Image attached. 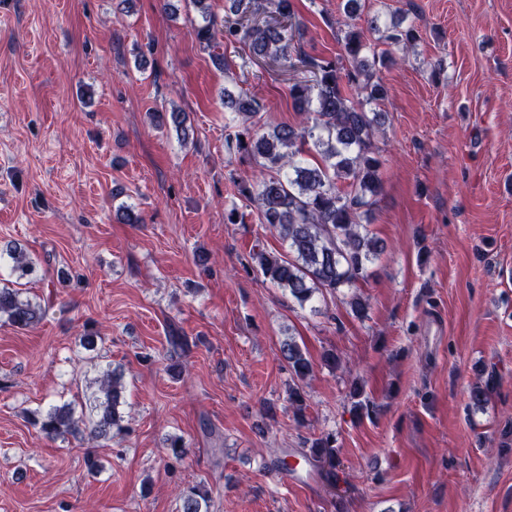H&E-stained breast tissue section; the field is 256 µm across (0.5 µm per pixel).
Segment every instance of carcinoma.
I'll return each instance as SVG.
<instances>
[{"instance_id":"1","label":"carcinoma","mask_w":512,"mask_h":512,"mask_svg":"<svg viewBox=\"0 0 512 512\" xmlns=\"http://www.w3.org/2000/svg\"><path fill=\"white\" fill-rule=\"evenodd\" d=\"M201 17L195 28L203 49L214 47L217 19L211 0H191ZM274 16L259 24L260 12ZM224 45L245 43L263 60H284L293 70L309 73L307 80H293L289 95L302 115L298 125H280L267 132L256 129L259 104L243 94L224 89V108L235 114L227 125L225 143L243 159L259 165V177L242 185L240 193L257 203L260 223L276 233L287 254L259 251L252 255L256 270L273 285L288 290L305 305L314 294H335L365 278L367 263L379 257L383 243L373 237L363 215L383 189L381 159L374 146L376 129L384 125L380 106L386 88L378 75L383 53L370 43L364 31L347 26L341 37L342 53L335 57L311 56L294 46L296 21L294 0H231L225 13ZM419 39L418 31L394 19L381 35L389 47L404 49ZM154 117L172 126L181 142L189 138L186 115L180 111L157 112ZM312 159L307 160L303 155ZM12 271L23 278L33 271V262L18 248L10 250ZM46 308L20 289L7 283L0 287V322L24 329L41 320ZM281 354L297 381L289 391L294 417H305L306 399L300 382L312 373V364L292 337L281 344ZM91 357L96 376L80 408L70 403L50 407L46 413L29 418L46 437L87 434L88 439L110 440L125 431L120 411L123 374L112 364ZM352 410L369 415L370 400L363 387L351 385ZM165 456L176 462L185 454L181 437L166 439ZM336 435L323 434L303 449L304 460L321 469L336 471L339 465ZM179 512H208L210 491L203 483L184 490Z\"/></svg>"}]
</instances>
